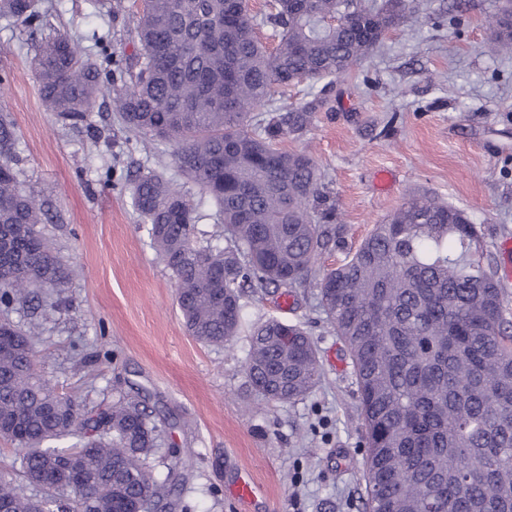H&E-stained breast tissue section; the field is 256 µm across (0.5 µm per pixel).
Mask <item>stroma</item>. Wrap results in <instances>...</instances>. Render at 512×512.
<instances>
[{
  "label": "stroma",
  "instance_id": "stroma-1",
  "mask_svg": "<svg viewBox=\"0 0 512 512\" xmlns=\"http://www.w3.org/2000/svg\"><path fill=\"white\" fill-rule=\"evenodd\" d=\"M451 2L415 0L348 77L325 89L303 83L274 100L293 107L327 96L308 131L283 141L289 150L311 146L336 205L342 240L322 267L341 263L412 191L464 210L497 272L512 266L498 249L512 237V55L484 51L501 0H467L462 12ZM38 4L33 34L0 16V116L15 126L25 189L50 203L41 229L73 271L65 305L9 313L37 327L41 372L91 405L121 396L144 403L162 429L153 472L179 476L167 512H365L352 366L316 288L288 297L245 291L249 322L301 326L323 372L302 400H256L241 371L247 333L221 347L188 334L175 281L132 203L137 174L180 180L173 144L125 130L108 95L76 127L42 104L34 67L42 39L64 34L93 56L101 36L114 59L128 61L139 48L142 0H122L108 15L89 0ZM242 479L257 488L247 503L233 493Z\"/></svg>",
  "mask_w": 512,
  "mask_h": 512
}]
</instances>
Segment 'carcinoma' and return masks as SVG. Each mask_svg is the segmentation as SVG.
Returning a JSON list of instances; mask_svg holds the SVG:
<instances>
[{"label":"carcinoma","mask_w":512,"mask_h":512,"mask_svg":"<svg viewBox=\"0 0 512 512\" xmlns=\"http://www.w3.org/2000/svg\"><path fill=\"white\" fill-rule=\"evenodd\" d=\"M246 0H145L139 53L120 84L102 75L103 50L84 54L66 36L37 54L46 109L86 121L110 92L124 126L177 144L182 177L215 209L224 245L198 240L201 214L187 193L155 171L132 183V202L177 285L191 336L224 345L245 321L243 290L283 294L319 288V305L344 342L355 374L367 455L366 512H512V322L492 266L475 258L467 214L410 194L343 263L317 269L339 244L336 209L306 150L284 139L305 131L321 99L253 112L278 88L339 79L397 26L409 0H270L262 22L279 38L269 51ZM0 16L35 30V0H0ZM490 45L512 55V0H504ZM12 123L0 118V308L34 286L63 288L61 263L43 235V202L26 193ZM242 365L264 401L294 403L319 385L314 342L271 318L252 326ZM0 438L18 450L16 472L0 477L9 512H35L25 485L44 490L49 512H130L165 507L175 486L149 459L158 427L137 402L87 407L57 392L36 364V336L0 321ZM85 474L73 484L63 462Z\"/></svg>","instance_id":"1"}]
</instances>
